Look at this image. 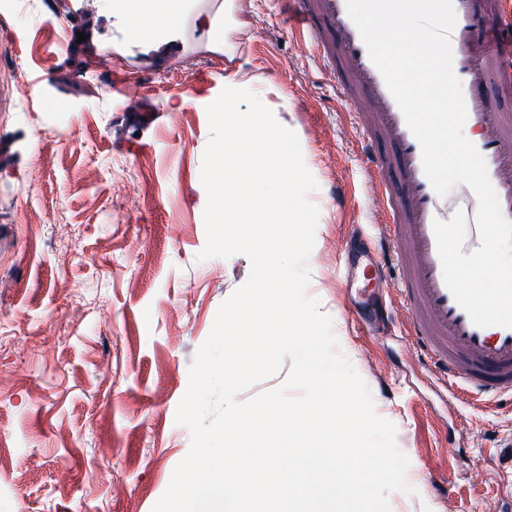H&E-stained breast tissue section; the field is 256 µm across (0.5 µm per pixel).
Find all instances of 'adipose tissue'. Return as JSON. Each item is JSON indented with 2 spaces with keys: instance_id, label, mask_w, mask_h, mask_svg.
<instances>
[{
  "instance_id": "ef3b65f1",
  "label": "adipose tissue",
  "mask_w": 512,
  "mask_h": 512,
  "mask_svg": "<svg viewBox=\"0 0 512 512\" xmlns=\"http://www.w3.org/2000/svg\"><path fill=\"white\" fill-rule=\"evenodd\" d=\"M149 1L152 0H113L112 10L127 19L130 37L165 42L179 24L184 0H153L157 10L152 16L147 13ZM262 137L257 124L240 120L230 125L220 146L224 160L222 199L254 195L265 188V164L255 151Z\"/></svg>"
}]
</instances>
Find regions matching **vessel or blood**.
<instances>
[{"mask_svg": "<svg viewBox=\"0 0 512 512\" xmlns=\"http://www.w3.org/2000/svg\"><path fill=\"white\" fill-rule=\"evenodd\" d=\"M299 41L310 42L341 75L342 98L354 105L368 135L370 182L386 218V248L397 260L394 292L405 331L439 382L465 399L512 397V328L478 327L448 290L433 232L448 218L426 177L420 145L371 60L346 0H288ZM503 0H453L450 34L454 72L462 85L466 126L485 160L501 214L512 221V114L497 111L495 94L512 95V54L488 52L482 15Z\"/></svg>", "mask_w": 512, "mask_h": 512, "instance_id": "b4317fda", "label": "vessel or blood"}]
</instances>
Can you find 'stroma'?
<instances>
[{"mask_svg": "<svg viewBox=\"0 0 512 512\" xmlns=\"http://www.w3.org/2000/svg\"><path fill=\"white\" fill-rule=\"evenodd\" d=\"M238 71L284 91L265 104L319 184L307 293L397 427L415 492L391 512H512V398L453 399L396 296L361 317L348 256L385 232L363 130L278 0H187L163 44L131 40L107 0H0V512H152L187 455L190 367L251 271L197 258L206 107Z\"/></svg>", "mask_w": 512, "mask_h": 512, "instance_id": "35a3bbf8", "label": "stroma"}]
</instances>
